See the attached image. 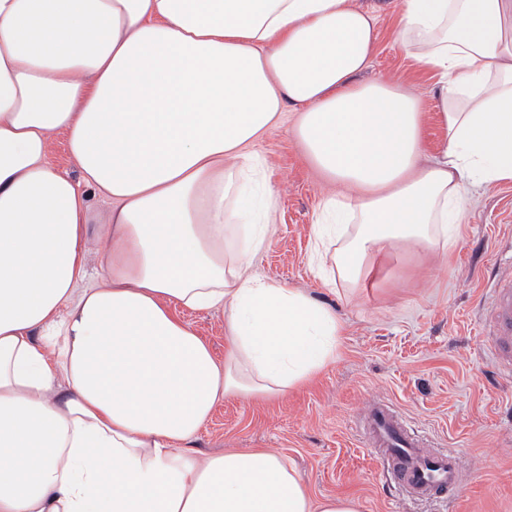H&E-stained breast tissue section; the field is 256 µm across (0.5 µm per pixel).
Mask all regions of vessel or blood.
Here are the masks:
<instances>
[{"instance_id": "1", "label": "vessel or blood", "mask_w": 512, "mask_h": 512, "mask_svg": "<svg viewBox=\"0 0 512 512\" xmlns=\"http://www.w3.org/2000/svg\"><path fill=\"white\" fill-rule=\"evenodd\" d=\"M488 313L478 336L481 349L493 356L500 373L512 376V274L488 284ZM363 432L371 451L398 489L413 498H430L452 490L459 479L456 457L429 452L425 441L403 416L385 403L371 404Z\"/></svg>"}]
</instances>
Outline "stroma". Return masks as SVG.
Returning <instances> with one entry per match:
<instances>
[{
	"label": "stroma",
	"mask_w": 512,
	"mask_h": 512,
	"mask_svg": "<svg viewBox=\"0 0 512 512\" xmlns=\"http://www.w3.org/2000/svg\"><path fill=\"white\" fill-rule=\"evenodd\" d=\"M399 0H355L378 18L376 53L362 75L410 87L423 105L424 162L444 130L435 78L394 41ZM296 114L256 144L277 207L268 246L253 261L264 279L299 288L331 307L343 325L336 360L272 399H224L198 431L201 452L276 450L313 497L348 496L360 512H512V382L477 345L486 315L484 282L512 268V182L473 187L454 242L433 253L396 245L370 259L367 285L326 288L309 261L329 185L305 157ZM223 357L224 317L182 310ZM392 403L427 441L458 456L461 481L445 500L407 498L365 444L361 421L376 401Z\"/></svg>",
	"instance_id": "35a3bbf8"
}]
</instances>
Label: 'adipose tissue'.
<instances>
[{
    "mask_svg": "<svg viewBox=\"0 0 512 512\" xmlns=\"http://www.w3.org/2000/svg\"><path fill=\"white\" fill-rule=\"evenodd\" d=\"M396 42L438 78L425 167L418 97L359 79L377 20L350 0H0V512H359L271 450L190 443L336 359L335 312L253 271L275 208L253 147L285 107L333 187L329 285L447 247L470 189L512 182V0H402ZM182 308L222 312L223 359ZM50 157L61 168L69 171L75 179L79 178V170L68 157L67 138L64 133H56L51 137Z\"/></svg>",
    "mask_w": 512,
    "mask_h": 512,
    "instance_id": "obj_1",
    "label": "adipose tissue"
}]
</instances>
